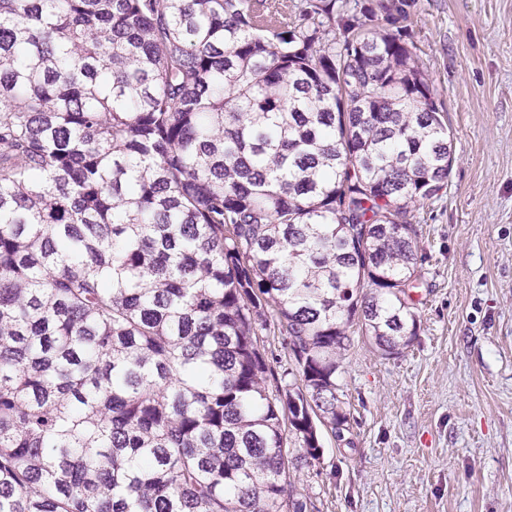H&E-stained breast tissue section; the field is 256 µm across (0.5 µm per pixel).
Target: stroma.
I'll list each match as a JSON object with an SVG mask.
<instances>
[{
    "mask_svg": "<svg viewBox=\"0 0 512 512\" xmlns=\"http://www.w3.org/2000/svg\"><path fill=\"white\" fill-rule=\"evenodd\" d=\"M413 30L455 160L417 213L419 334L355 337L349 429L295 476L314 512H512V0H419Z\"/></svg>",
    "mask_w": 512,
    "mask_h": 512,
    "instance_id": "1",
    "label": "stroma"
}]
</instances>
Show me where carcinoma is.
<instances>
[{"instance_id":"1","label":"carcinoma","mask_w":512,"mask_h":512,"mask_svg":"<svg viewBox=\"0 0 512 512\" xmlns=\"http://www.w3.org/2000/svg\"><path fill=\"white\" fill-rule=\"evenodd\" d=\"M416 10L0 0V512H309L354 333L418 334Z\"/></svg>"}]
</instances>
